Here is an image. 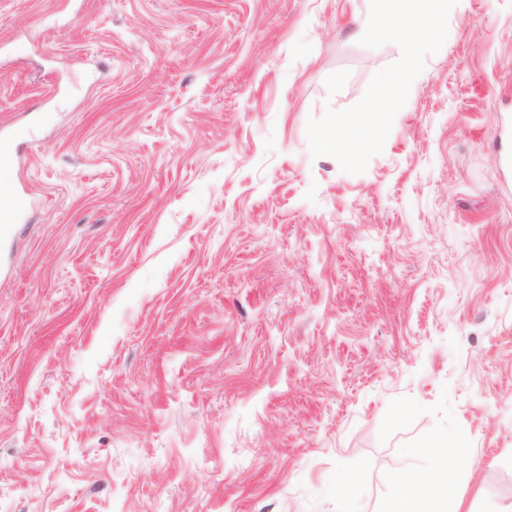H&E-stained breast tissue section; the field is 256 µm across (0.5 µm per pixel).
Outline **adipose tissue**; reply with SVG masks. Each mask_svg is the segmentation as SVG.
I'll return each instance as SVG.
<instances>
[{
	"label": "adipose tissue",
	"instance_id": "1",
	"mask_svg": "<svg viewBox=\"0 0 512 512\" xmlns=\"http://www.w3.org/2000/svg\"><path fill=\"white\" fill-rule=\"evenodd\" d=\"M431 503V512H462V500L452 484L435 491L432 484L419 475H399L388 498L386 512H422L424 503Z\"/></svg>",
	"mask_w": 512,
	"mask_h": 512
}]
</instances>
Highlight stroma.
<instances>
[{
    "mask_svg": "<svg viewBox=\"0 0 512 512\" xmlns=\"http://www.w3.org/2000/svg\"><path fill=\"white\" fill-rule=\"evenodd\" d=\"M369 0H0V498L512 512V0H458L365 172L309 119L397 61ZM463 443L434 471L421 447ZM6 181L0 190V231L9 232L13 224H21L28 209V200L22 193L14 192L8 181L11 180L10 166L4 162L0 145V178ZM427 502L432 509L422 510ZM385 512H462V500L448 481L437 494L426 479L405 473L395 479Z\"/></svg>",
    "mask_w": 512,
    "mask_h": 512,
    "instance_id": "obj_1",
    "label": "stroma"
}]
</instances>
